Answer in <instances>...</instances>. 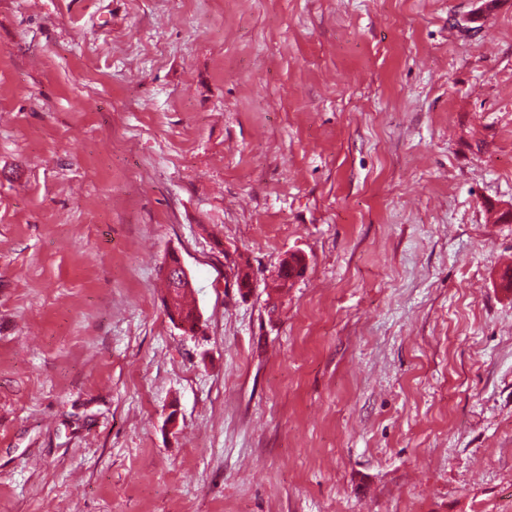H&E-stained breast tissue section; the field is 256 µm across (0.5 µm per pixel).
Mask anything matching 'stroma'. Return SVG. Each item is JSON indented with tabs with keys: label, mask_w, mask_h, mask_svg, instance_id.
<instances>
[{
	"label": "stroma",
	"mask_w": 512,
	"mask_h": 512,
	"mask_svg": "<svg viewBox=\"0 0 512 512\" xmlns=\"http://www.w3.org/2000/svg\"><path fill=\"white\" fill-rule=\"evenodd\" d=\"M508 269L512 0H0V512H512ZM162 274L164 275V282L166 284V288L168 289V294L172 293L167 298L166 311L172 318L174 325L180 329H183L186 324L183 322L182 316L177 311V309L181 312H186V318L190 317V314L193 311V306L187 301L188 290L185 288H180L174 280L165 277L178 274L183 284L187 285V288L193 287L192 280L180 257L175 253L169 255L168 259L164 262L162 266Z\"/></svg>",
	"instance_id": "1"
}]
</instances>
